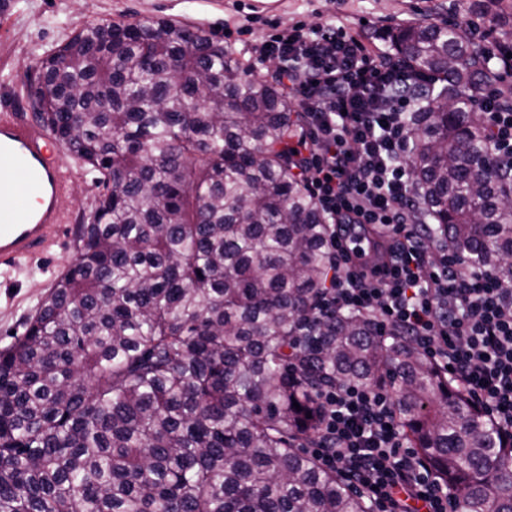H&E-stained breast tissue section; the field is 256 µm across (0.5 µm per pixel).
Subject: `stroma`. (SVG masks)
Here are the masks:
<instances>
[{
	"mask_svg": "<svg viewBox=\"0 0 512 512\" xmlns=\"http://www.w3.org/2000/svg\"><path fill=\"white\" fill-rule=\"evenodd\" d=\"M256 11V0H22L19 7L0 10V116L29 127L38 122L27 102L22 66H36L46 53L91 24L173 18L210 29L216 40L250 64L249 39H262L270 25L316 21L318 15H337L347 25L361 28L375 44L389 49L391 30L407 22L449 21L493 38L512 33V9L500 24L488 27L474 12L460 10L457 0H280L277 8L259 13L251 37L239 36L236 22ZM257 12V11H256ZM54 162L68 177V189L59 205L67 217L64 232L43 252L21 259L20 270L0 268V345L22 333L23 322L37 297L75 259V228L87 221L101 188L88 165L68 154L60 144L51 146ZM35 277H28L26 269Z\"/></svg>",
	"mask_w": 512,
	"mask_h": 512,
	"instance_id": "obj_1",
	"label": "stroma"
}]
</instances>
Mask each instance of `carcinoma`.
<instances>
[{
    "label": "carcinoma",
    "instance_id": "1",
    "mask_svg": "<svg viewBox=\"0 0 512 512\" xmlns=\"http://www.w3.org/2000/svg\"><path fill=\"white\" fill-rule=\"evenodd\" d=\"M409 166L465 264L512 287V162L473 97L483 45L409 24ZM43 128L100 173L76 259L0 347V512H372L304 451L316 392L386 387L460 512H512V447L435 363L344 313L315 327L329 228L288 154L299 113L203 26L90 25L26 77ZM301 410H296L293 403Z\"/></svg>",
    "mask_w": 512,
    "mask_h": 512
}]
</instances>
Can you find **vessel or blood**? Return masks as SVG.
<instances>
[{
  "instance_id": "1",
  "label": "vessel or blood",
  "mask_w": 512,
  "mask_h": 512,
  "mask_svg": "<svg viewBox=\"0 0 512 512\" xmlns=\"http://www.w3.org/2000/svg\"><path fill=\"white\" fill-rule=\"evenodd\" d=\"M45 134L0 119V264L15 265L54 242L65 217L59 200L67 176L47 153ZM35 197V208L19 211V200Z\"/></svg>"
}]
</instances>
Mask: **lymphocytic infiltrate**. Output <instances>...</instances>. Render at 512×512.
<instances>
[{
	"label": "lymphocytic infiltrate",
	"mask_w": 512,
	"mask_h": 512,
	"mask_svg": "<svg viewBox=\"0 0 512 512\" xmlns=\"http://www.w3.org/2000/svg\"><path fill=\"white\" fill-rule=\"evenodd\" d=\"M250 54L275 61L270 77L302 115L290 148L333 228L335 275L315 316L355 313L404 336L512 442V290L493 270H469L435 248L442 229L406 162L414 105L402 89L436 77L333 16L273 29ZM474 106L496 156L512 159V89L482 91ZM317 398L322 417L309 447L325 468L377 512H450L457 496L409 446L389 389L339 382Z\"/></svg>",
	"instance_id": "f902f5d3"
}]
</instances>
